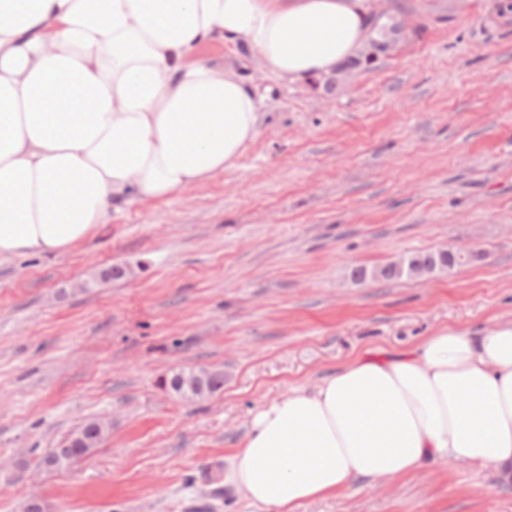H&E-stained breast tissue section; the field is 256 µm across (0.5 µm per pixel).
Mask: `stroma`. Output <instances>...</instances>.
Returning <instances> with one entry per match:
<instances>
[{"label": "stroma", "instance_id": "35a3bbf8", "mask_svg": "<svg viewBox=\"0 0 512 512\" xmlns=\"http://www.w3.org/2000/svg\"><path fill=\"white\" fill-rule=\"evenodd\" d=\"M403 31L377 62L289 83L220 42L261 101L235 166L113 212L65 253L0 259V512H255L224 482L254 412L356 356L512 324V0H372ZM440 248L434 278L354 266ZM120 278H106L111 268ZM224 372L208 399L158 385ZM112 432L61 469L85 419ZM300 512H512V471L438 460ZM79 429L86 430L89 436L93 438L91 444L84 446L70 439L69 434L60 447L48 448L50 450L46 455L45 453L42 455L41 462L46 468H63L85 459L104 442L109 433V427L99 419H91L76 430Z\"/></svg>", "mask_w": 512, "mask_h": 512}]
</instances>
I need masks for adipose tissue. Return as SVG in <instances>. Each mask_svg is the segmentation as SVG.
<instances>
[{"label": "adipose tissue", "mask_w": 512, "mask_h": 512, "mask_svg": "<svg viewBox=\"0 0 512 512\" xmlns=\"http://www.w3.org/2000/svg\"><path fill=\"white\" fill-rule=\"evenodd\" d=\"M368 0H0V257L61 253L118 204L232 168L257 100L202 46L252 49L288 82L366 43ZM512 466V324L362 356L253 414L224 474L257 512H299L428 461Z\"/></svg>", "instance_id": "1"}]
</instances>
